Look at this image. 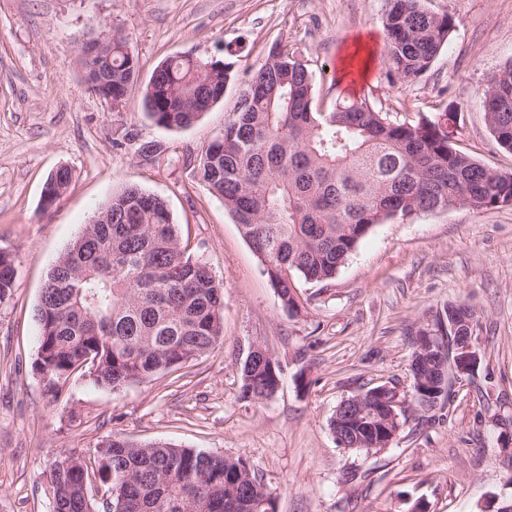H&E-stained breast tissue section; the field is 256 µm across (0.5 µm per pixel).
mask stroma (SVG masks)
<instances>
[{
    "label": "stroma",
    "mask_w": 512,
    "mask_h": 512,
    "mask_svg": "<svg viewBox=\"0 0 512 512\" xmlns=\"http://www.w3.org/2000/svg\"><path fill=\"white\" fill-rule=\"evenodd\" d=\"M425 5L455 28L432 67L397 87L382 63L385 0H0V251L16 267L0 303V512H53L55 457H92L114 434L244 458L278 512H412L420 501L429 512H478L490 494L512 498L501 424L512 418V206L376 225L329 284L296 279L290 313L195 172L277 43L312 72L320 109L355 93L400 119L454 110V147L512 175V151L498 145L481 104L512 60V0ZM103 31L122 33L138 57V80L117 109L89 89L81 63L80 41ZM227 44L241 50L223 99L188 128L155 125L142 93L156 67L180 54L220 58ZM359 47L374 62L354 84ZM130 130L158 144L153 158L128 144ZM61 166L72 172L69 189L44 207V183ZM131 185L166 201L188 255L223 283L224 342L117 393L73 374L54 400L33 369L47 274ZM451 301L476 310L482 360L455 385L450 410L425 424L408 403L392 447H339L337 405L384 383L410 395L413 337ZM256 342L282 369L276 394L259 403L239 394V367Z\"/></svg>",
    "instance_id": "35a3bbf8"
}]
</instances>
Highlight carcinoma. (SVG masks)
I'll list each match as a JSON object with an SVG mask.
<instances>
[{
	"label": "carcinoma",
	"instance_id": "carcinoma-1",
	"mask_svg": "<svg viewBox=\"0 0 512 512\" xmlns=\"http://www.w3.org/2000/svg\"><path fill=\"white\" fill-rule=\"evenodd\" d=\"M384 62L394 85L428 71L455 27L454 19L428 10L423 0H387ZM184 56L165 62L142 105L160 127L185 128L199 119L214 83L233 78L234 55ZM267 74L249 81L240 108L224 133L202 150L197 174L224 204L266 271L282 308H297L294 277L332 280L358 243L377 224L419 213L512 204V175H504L455 149L451 110L398 120L367 97L336 99L327 112L314 104L313 73L280 45L270 47ZM112 72L118 105L136 82L138 62L124 37L98 60ZM224 70H218V66ZM487 125L512 151V61L483 93ZM72 179L64 168L47 179L45 194L60 198ZM15 263L0 251V302L12 293ZM477 326L475 311L450 304L425 330L450 336L451 317ZM39 351L34 369L46 371L55 397L78 370L113 392L180 368L223 341L224 286L208 266L186 255L165 200L136 186L112 195L52 267L38 306ZM449 351L440 370L443 398L451 401ZM435 368L411 371L413 403H436ZM270 360L257 357L240 377V396H272ZM361 448L384 445L388 436L364 425L332 419ZM107 486L102 501L91 477ZM53 512H273L274 498L253 466L240 457L138 443L116 435L88 460L69 453L50 467Z\"/></svg>",
	"mask_w": 512,
	"mask_h": 512
}]
</instances>
